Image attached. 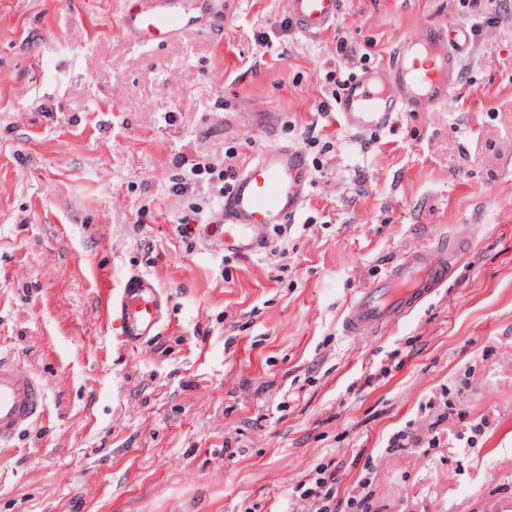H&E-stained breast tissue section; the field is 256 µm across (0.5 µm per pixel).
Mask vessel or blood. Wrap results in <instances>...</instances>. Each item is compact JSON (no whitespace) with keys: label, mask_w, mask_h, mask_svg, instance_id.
Instances as JSON below:
<instances>
[{"label":"vessel or blood","mask_w":512,"mask_h":512,"mask_svg":"<svg viewBox=\"0 0 512 512\" xmlns=\"http://www.w3.org/2000/svg\"><path fill=\"white\" fill-rule=\"evenodd\" d=\"M217 0H129L119 26L128 39L149 45L186 31L206 32L217 21ZM342 0H291L292 21L305 34L332 26ZM470 42L458 24L434 25L421 36L396 43L379 68L353 76L337 101L340 126L350 132L391 130L401 112H423L443 104L461 78L460 63ZM432 61L420 67V57ZM312 172L302 151L279 145L259 152L236 176L211 233L227 253L250 257L263 252L271 228L294 223L306 204ZM455 249L436 244L394 262L381 281L361 291L344 318L353 336L375 335L411 313L443 285ZM169 301L147 274L128 277L112 298V317L122 336L135 344L158 335ZM46 413L42 382L19 364L0 358V445L15 440Z\"/></svg>","instance_id":"b4317fda"}]
</instances>
